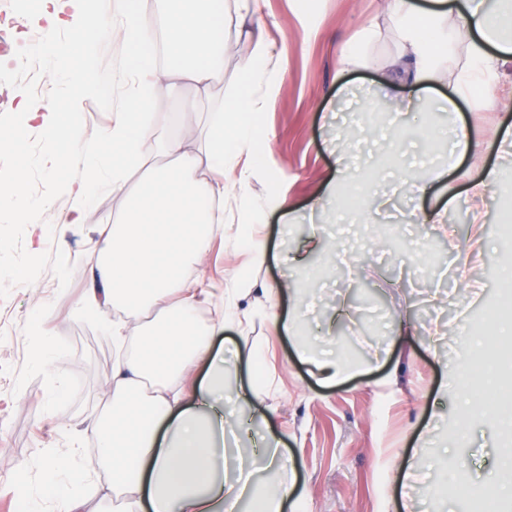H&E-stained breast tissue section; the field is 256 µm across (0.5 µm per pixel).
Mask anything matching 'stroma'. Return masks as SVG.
<instances>
[{"instance_id": "obj_1", "label": "stroma", "mask_w": 512, "mask_h": 512, "mask_svg": "<svg viewBox=\"0 0 512 512\" xmlns=\"http://www.w3.org/2000/svg\"><path fill=\"white\" fill-rule=\"evenodd\" d=\"M18 28L13 56L0 57V128L20 127L12 147L0 148V173L23 166L28 193L40 206L28 222L0 207V512H62L67 497L88 499L96 512L111 479L99 466L93 442L74 447L75 432L111 401L112 337L93 320L78 317L75 306L89 284L97 259L99 232L118 208L111 194H100L88 223L66 221L68 199L49 168L58 151L17 109L21 98L51 96L49 105L68 110L69 73L84 68L74 50L65 70L28 38L34 23L29 0H0ZM261 18L269 38L283 48L287 65L278 92L262 117L259 173L251 181L254 203L283 197L288 216L271 210L257 236L266 254L252 257L236 245L244 218L235 199L224 205V233L192 270L205 288L199 317L216 322L224 287L250 265L256 287L287 283L273 301L288 330L278 333L269 319L254 315L246 329L227 324L224 356V426L235 442L224 475L235 479L238 466H255L254 486L264 489L275 476L264 467L267 438L288 457L296 498L286 512H498L499 501H480L470 490L512 456V434L489 398L512 393V343L495 351L479 349L462 335L464 325H487L504 305L502 256L512 250L501 215L512 201V156L499 147L512 134V111L478 112L467 102L457 111L439 108L449 72L431 90L427 105L443 128L471 126L482 144L478 161L461 162L447 178L433 180L432 167L448 155L418 140L412 127L397 121L384 100L382 73L371 67L338 73L343 46L371 23L384 31L375 53H395L386 26L385 0H264ZM250 52L247 42L228 38L224 67L216 80L217 98L235 91ZM157 129L180 135L197 117L179 100L156 92L149 106ZM494 171L496 191L472 199L470 182ZM366 182L370 196L394 193L393 207L364 221L359 214L337 219L335 203L315 217L307 212L313 196L336 194L344 175ZM431 183V192L412 197L408 184ZM447 210L441 226L398 223L396 210ZM483 227L486 245L470 241L472 224ZM71 259L69 286L58 290L60 254ZM469 263V281L458 268ZM47 309L46 344L31 333L29 315ZM409 325L410 341L400 328ZM263 346L266 357L254 365L234 350ZM342 356L359 372L333 385L318 383L309 357ZM490 369L493 383L464 410L458 391L463 366ZM67 458L59 488H47V466Z\"/></svg>"}]
</instances>
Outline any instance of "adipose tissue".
Masks as SVG:
<instances>
[{"label": "adipose tissue", "instance_id": "1", "mask_svg": "<svg viewBox=\"0 0 512 512\" xmlns=\"http://www.w3.org/2000/svg\"><path fill=\"white\" fill-rule=\"evenodd\" d=\"M261 0H165L160 9L166 64H158L153 18L140 0H98L96 23H87L81 0H38L36 19L73 32L86 56L84 80L70 97L78 112L87 95L107 96L109 80L95 73L96 49L111 28H120L125 47L123 77L128 89L112 121L92 140L75 124L60 123L55 112L24 98L18 108L52 142L66 145L53 171L80 159L82 170L68 178L70 223H86L95 196L111 191L120 201L113 223L100 234L92 286L78 303L79 316L101 319L114 308L124 315L111 326L119 353L112 364V403L82 431L99 450V463L112 476L120 512H233L254 497L256 512H283L293 493L284 484L270 493L250 481L224 478V354L214 339L223 324L202 326L197 290L187 272L223 233L215 199L236 196L250 210L249 182L259 168L257 124L264 108L258 89L271 88L284 60L257 20ZM463 24L449 28V17ZM387 19L400 50L384 64L383 90L404 112L422 109L441 64L462 53L452 89L445 100L455 111L462 99H475L486 110L512 108V96L497 93L501 68L512 61V8L492 12L484 0H388ZM247 39L251 56L245 83L212 111L213 88L224 61L227 33ZM173 96L184 88L188 112H202L205 145L188 153L184 136H161L147 107L157 86ZM141 170L128 183L125 166ZM159 318L148 319L150 310ZM136 326L125 335L126 323ZM207 365V381L198 384L193 405L183 402V386L197 362Z\"/></svg>", "mask_w": 512, "mask_h": 512}]
</instances>
